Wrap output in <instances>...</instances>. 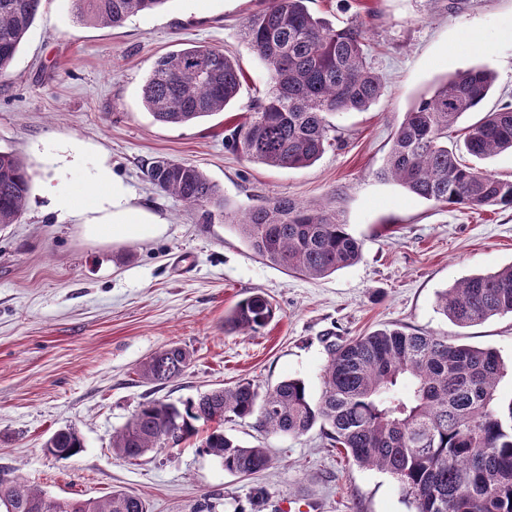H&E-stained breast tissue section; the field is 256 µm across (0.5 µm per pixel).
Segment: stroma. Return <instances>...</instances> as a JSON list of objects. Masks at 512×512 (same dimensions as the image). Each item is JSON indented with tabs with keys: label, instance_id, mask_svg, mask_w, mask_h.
Segmentation results:
<instances>
[{
	"label": "stroma",
	"instance_id": "obj_1",
	"mask_svg": "<svg viewBox=\"0 0 512 512\" xmlns=\"http://www.w3.org/2000/svg\"><path fill=\"white\" fill-rule=\"evenodd\" d=\"M268 4L167 0L103 28L77 21L71 0H42L0 76V150L20 155L32 175L21 220L0 225V474L60 498L121 489L149 512H197L203 502L212 512H281L288 500L312 512H411L390 475L324 447L317 428L292 437L252 419L226 425L242 444L271 450L270 467L249 477L225 471L195 437L136 460L112 454L113 433L151 399L178 403L242 379L263 391L288 377L319 398L331 342L394 325L495 349L505 365L496 403L512 404V315L462 328L436 304L462 280L512 265V208L474 213L376 176L405 113L457 72L494 74L480 112L512 100V0H468L458 12L448 0H307L333 25L363 23L384 92L366 111L332 116L338 145L298 169L248 160L225 143L269 89L265 63L239 35ZM194 45L235 57L240 94L197 123H157L142 87L160 56ZM480 112L464 114L449 141ZM161 157L202 168L234 211L282 196L332 203L362 245L360 260L322 278L260 260L223 218L204 222L155 189L145 170ZM104 167L148 224L141 236L87 234L108 221L96 207ZM61 193L76 201L66 214L54 209ZM256 292L274 304L273 320L225 331V316ZM169 344L192 354L190 368L162 388L141 383L137 368ZM69 426L84 447L56 459L44 444Z\"/></svg>",
	"mask_w": 512,
	"mask_h": 512
}]
</instances>
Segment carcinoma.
<instances>
[{"mask_svg": "<svg viewBox=\"0 0 512 512\" xmlns=\"http://www.w3.org/2000/svg\"><path fill=\"white\" fill-rule=\"evenodd\" d=\"M167 0H72L76 17L120 26ZM306 0H270L248 17L240 36L269 72L265 98L249 106L227 138L247 158L276 168L306 167L331 146L329 116L363 112L384 91L369 61L360 23L332 27L313 16ZM41 0H0V73L6 71L40 8ZM244 75L237 61L195 46L159 58L142 88L155 121L186 125L224 111ZM492 72L470 68L441 84L405 114L397 127L381 180L439 204L473 212L512 207V180L461 163L448 146V129L489 95ZM468 154L486 158L512 151V101L506 100L465 128ZM157 189L237 227L263 261L311 278L327 276L361 258V244L339 210L286 196L253 206L238 217L197 166L157 158L146 168ZM32 176L25 161L0 150V224L22 217ZM439 310L452 323L478 325L512 314V265L475 275L438 295ZM275 315L261 293L237 303L224 318L226 331H257ZM320 398L305 382L286 378L265 392L241 380L180 404L152 399L139 404L112 436V454L137 459L178 446L209 425L200 447L224 470L251 476L269 467V450L244 446L224 431L226 423L253 416L265 430L298 437L318 426L332 448L358 465L396 479L414 512H512V404L495 406L503 362L492 348L456 345L442 336L386 327L328 349ZM191 354L176 345L154 352L138 370L143 383L165 385L182 376ZM57 459L83 448L77 429H60L45 443ZM12 512H148L145 501L116 490L94 499L51 498L46 492L0 478V502Z\"/></svg>", "mask_w": 512, "mask_h": 512, "instance_id": "obj_1", "label": "carcinoma"}]
</instances>
